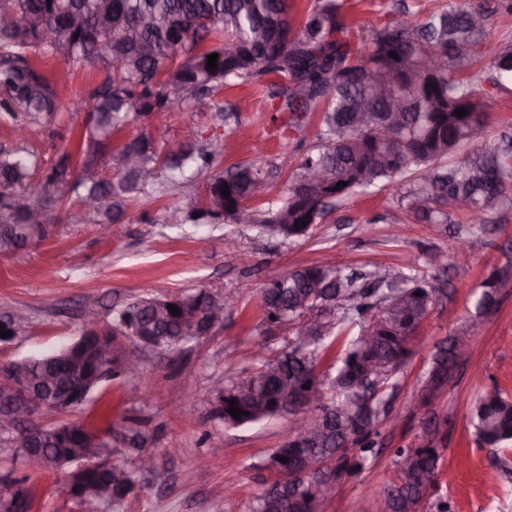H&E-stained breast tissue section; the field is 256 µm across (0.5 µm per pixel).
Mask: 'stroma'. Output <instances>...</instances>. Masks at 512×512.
Listing matches in <instances>:
<instances>
[{
	"mask_svg": "<svg viewBox=\"0 0 512 512\" xmlns=\"http://www.w3.org/2000/svg\"><path fill=\"white\" fill-rule=\"evenodd\" d=\"M447 2L346 0L345 13L351 25L360 27L378 19L381 5L407 4V17L414 22L418 9ZM39 66L50 74H69L72 86L62 98L60 119L28 135L29 149L49 160L70 150L87 118L88 105L79 94L93 89L102 76L97 68L55 57L40 59ZM222 97L234 118L211 119L206 104L195 103L173 107L162 128L147 120L129 122L103 148L100 168L105 175L115 174L122 145L140 135H152L174 151L206 139L217 155L215 172L260 160L272 196L283 195L291 172L280 161L294 150L290 133L271 122L266 95L252 86L224 88ZM481 97L490 115L484 139L512 136V79L484 84ZM206 183L201 177L170 187L114 224L106 239L97 225L84 220L79 202L70 201L45 241L0 257V313L21 308L28 315L13 345L0 351L5 359L62 345L78 333L89 309L97 312L100 327H109L113 309L146 291L163 296L205 289L224 300L222 325L176 350L146 352L138 375L112 381L71 414L88 420L105 410L115 431L132 425L147 436L157 468L143 477L144 491L127 497L123 512H244L270 478L264 463L287 440L289 420L280 416L227 428L212 419L211 395L259 344L278 341L261 322V288L304 266L337 263L357 272L440 274L447 292L417 330L412 355L398 374L392 403L397 425L381 427L379 455L341 480L330 512H380L378 492L393 471V449L417 443L433 417L443 424L445 445L438 486L424 512H436L441 501L450 503L451 512H512V474L501 469L512 465V447L496 452L480 447L468 420L483 389L496 386L512 395V208L488 214L483 224L470 223L463 214L449 224H426L375 189L338 202L309 237L296 241L260 233L254 224L163 223L165 211L175 208L187 215L199 208ZM230 236L238 240V253L224 249ZM455 248L467 251L468 263L439 273L431 255ZM493 276L499 280L497 308L477 321L447 384L423 404L421 388L435 344L467 321L473 292ZM176 400L184 403L178 415L170 411ZM65 483L62 470L34 478L35 512H78Z\"/></svg>",
	"mask_w": 512,
	"mask_h": 512,
	"instance_id": "35a3bbf8",
	"label": "stroma"
}]
</instances>
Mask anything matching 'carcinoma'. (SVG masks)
<instances>
[{
	"mask_svg": "<svg viewBox=\"0 0 512 512\" xmlns=\"http://www.w3.org/2000/svg\"><path fill=\"white\" fill-rule=\"evenodd\" d=\"M294 0H0V114L14 127L50 124L61 112L52 74L37 67L43 56L97 66L102 82L88 94L89 113L72 152L45 165L19 140L0 150V256L44 241L55 213L72 198L94 200L83 211L91 224L112 225L151 203L170 185L201 176L214 167L215 153L188 143L165 151L150 136H138L119 152L113 176L89 177L88 166L112 132L130 120L166 117L175 105L208 100L210 111H226V87L250 84L268 90L271 108L288 114L286 128L302 132L319 115L316 145L299 157L288 192L268 197L261 166L238 164L209 177L193 222L206 218L229 224L322 223L328 209L301 193L307 173H322L325 191L340 202L358 191L386 189L415 219L448 224L450 210L485 214L512 204V148L481 140L489 115L480 88L491 70L512 78V47L489 52L485 37L491 20L512 17V0H448V6L410 22L389 10L379 22L351 26L343 0H313L301 15ZM206 41L212 49L201 52ZM398 58H393L390 53ZM218 54L207 69V56ZM464 108L467 114L455 115ZM473 150L453 164L462 146ZM135 157L136 163L128 162ZM227 184L230 196L222 195ZM266 203L254 209L251 203ZM498 280L484 281L470 321L498 303ZM440 289L415 272H369L362 282L338 266H307L269 282L260 292L263 323L278 320L286 335L274 348L264 344L220 388L224 409L248 412L238 427L280 415L286 387L316 385L321 398L312 415L323 436L308 448L289 440L274 449L265 467L276 478L258 491L247 512H301L312 481L324 474L340 480L361 472L376 453L380 425L391 413L399 388L398 371L411 354L416 327L438 300ZM178 312L158 316L143 293L117 309L106 333L120 343L122 322L134 320L140 335L178 345L193 324L208 322L207 310L224 306L209 292L180 293ZM197 318L192 322L191 318ZM371 336L366 347L361 337ZM458 336L437 346L424 381L433 398L445 385L456 357ZM55 348L33 356L26 388L49 394L75 386L77 373ZM373 360L378 373L364 367ZM469 423L481 446L512 445V399L501 389L486 390L469 409ZM101 435L95 466L85 475L86 492H112L103 512H120L126 498L144 489L138 465L112 462L113 443L128 439L144 452L147 437L129 427L114 433L106 414L88 422L41 424L43 466L13 481L14 495L0 497V512H32L34 475L52 470L72 437ZM443 447L417 443L394 450V470L380 488L382 512H423L438 484ZM289 458L286 463L280 457Z\"/></svg>",
	"mask_w": 512,
	"mask_h": 512,
	"instance_id": "1",
	"label": "carcinoma"
}]
</instances>
